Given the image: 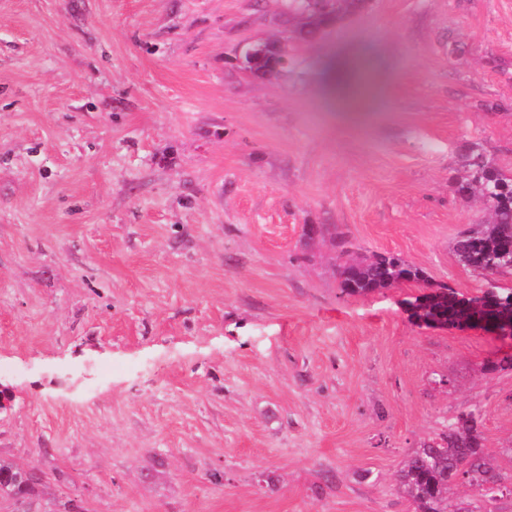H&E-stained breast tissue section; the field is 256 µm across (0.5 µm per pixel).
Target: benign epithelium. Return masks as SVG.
<instances>
[{
	"label": "benign epithelium",
	"mask_w": 512,
	"mask_h": 512,
	"mask_svg": "<svg viewBox=\"0 0 512 512\" xmlns=\"http://www.w3.org/2000/svg\"><path fill=\"white\" fill-rule=\"evenodd\" d=\"M288 61L286 43L262 42L249 46L238 63L253 76H275L283 74ZM436 292L431 287L405 301V308L414 314L413 320L431 330H458L480 332L504 343H512V311L504 312L499 306H491L480 300L473 303L474 314L453 324L442 318L432 307L430 295Z\"/></svg>",
	"instance_id": "benign-epithelium-1"
}]
</instances>
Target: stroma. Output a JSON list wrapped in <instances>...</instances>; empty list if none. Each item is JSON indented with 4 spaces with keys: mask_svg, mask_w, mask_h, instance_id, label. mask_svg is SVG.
I'll list each match as a JSON object with an SVG mask.
<instances>
[{
    "mask_svg": "<svg viewBox=\"0 0 512 512\" xmlns=\"http://www.w3.org/2000/svg\"><path fill=\"white\" fill-rule=\"evenodd\" d=\"M287 14L0 0V461L44 512H413L403 461L474 408L512 474V368H483L512 344L336 279L346 249L481 289L455 179L473 143L512 171V0H367L315 41ZM266 40L288 75L237 66Z\"/></svg>",
    "mask_w": 512,
    "mask_h": 512,
    "instance_id": "stroma-1",
    "label": "stroma"
}]
</instances>
